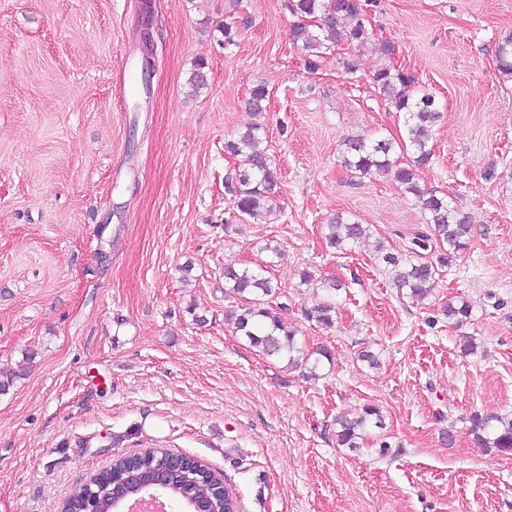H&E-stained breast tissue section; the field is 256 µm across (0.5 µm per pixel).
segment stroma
Masks as SVG:
<instances>
[{"label":"stroma","instance_id":"1","mask_svg":"<svg viewBox=\"0 0 512 512\" xmlns=\"http://www.w3.org/2000/svg\"><path fill=\"white\" fill-rule=\"evenodd\" d=\"M141 3L0 0V368L26 367L0 395V512H56L154 448L208 465L240 512H512V452L471 434L472 415L512 418V80L495 62L512 0H369L371 45H339L313 71L287 0H151L154 72L120 93L140 73ZM380 41L444 112L420 187L472 224L420 303L373 243L407 254L423 212L392 176L340 156L347 137L404 135L372 83ZM259 84L260 116L247 106ZM256 122L279 214L228 229L224 179L245 161L224 143ZM339 212L371 240L330 248ZM228 263L266 267L274 312L330 354L318 379L227 322ZM327 298L329 327L310 318ZM452 300L471 309L459 327ZM367 404L383 428L338 447L337 416Z\"/></svg>","mask_w":512,"mask_h":512}]
</instances>
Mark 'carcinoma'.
<instances>
[{
  "label": "carcinoma",
  "instance_id": "carcinoma-1",
  "mask_svg": "<svg viewBox=\"0 0 512 512\" xmlns=\"http://www.w3.org/2000/svg\"><path fill=\"white\" fill-rule=\"evenodd\" d=\"M291 14L298 18L291 30L294 44L307 53V68L316 69L322 54L341 43L365 46L371 38L366 0H292ZM498 71L512 78V36L502 40L496 49ZM373 84L380 98L389 108L403 114L406 130L398 148L409 155L399 163L391 158L393 142L388 139L348 138L344 140L342 160L350 171L365 176L391 174L404 191L416 199L426 216L429 232L418 233L405 257L387 251L383 242L375 245L378 262L385 264L401 290L414 300L426 299L434 288L442 269L451 265L468 248L471 226L468 217L448 201L433 192H426L418 184L419 168L429 164L433 157L432 135L441 119V112L432 95L421 93L416 79L408 71L387 64L373 75ZM269 97L268 89L256 86L250 95L251 109L261 114ZM266 131L261 123L246 128L224 150L234 156H243L247 168L238 170L225 179V189L233 197L235 218L244 220L267 217L275 212L273 197L277 185L265 146ZM326 239L340 250L370 237V229L349 217L336 214L326 225ZM435 253L432 260L422 256L425 251ZM224 287L240 300L237 308L229 311L228 321L236 331L247 338L250 345L265 355L285 359L292 368L302 367L308 376H317L322 360L329 359L324 349L309 352L300 346L296 334L284 327L282 318L268 308L266 298L276 293V285L263 274V269L224 267ZM334 306L329 301L318 303L312 310L316 322L329 326ZM382 422L377 408L364 407L361 412L344 414L337 418L338 444L352 451L360 448L364 427L370 421ZM472 432L475 443L485 449L512 451V420L499 417H473ZM167 451L157 448L145 453L123 457L115 461L128 494L157 489L154 484L165 465ZM185 482L168 488L170 500L186 505L199 497L219 498L222 512H232L235 503L229 494L218 497L210 469L201 461L184 457ZM86 487L74 489L62 502L60 512H82Z\"/></svg>",
  "mask_w": 512,
  "mask_h": 512
}]
</instances>
